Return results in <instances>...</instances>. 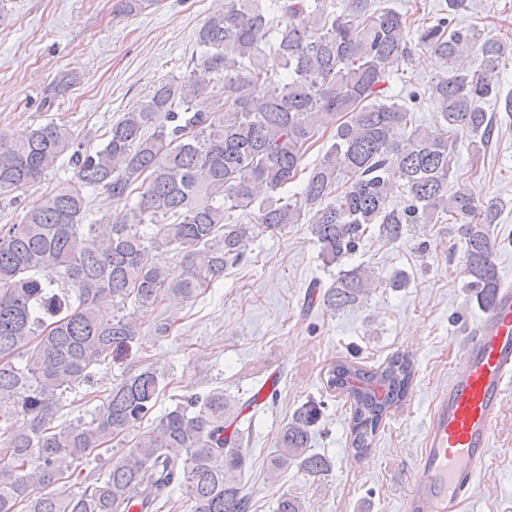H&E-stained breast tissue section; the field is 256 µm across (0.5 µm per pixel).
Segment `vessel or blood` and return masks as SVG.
<instances>
[{"instance_id": "1", "label": "vessel or blood", "mask_w": 512, "mask_h": 512, "mask_svg": "<svg viewBox=\"0 0 512 512\" xmlns=\"http://www.w3.org/2000/svg\"><path fill=\"white\" fill-rule=\"evenodd\" d=\"M512 386V284L463 338V359L436 397L405 512H463Z\"/></svg>"}]
</instances>
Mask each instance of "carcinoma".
I'll return each instance as SVG.
<instances>
[{"label": "carcinoma", "instance_id": "cac0c4a2", "mask_svg": "<svg viewBox=\"0 0 512 512\" xmlns=\"http://www.w3.org/2000/svg\"><path fill=\"white\" fill-rule=\"evenodd\" d=\"M153 0H120V15ZM452 67L428 89L439 120L412 124L417 95L386 96L381 86L413 48ZM481 57L471 72L463 60ZM277 60L278 68L268 64ZM509 60L500 40L440 16L411 30L408 17L375 0H224L196 33L192 74L158 83L112 123L105 141L76 134L54 119L17 140H0V194L41 181L58 161L74 180L28 206L20 222L0 225V512H153L184 490L188 512H247L234 472L246 464L242 434L228 431L224 392L194 394L159 419L156 430L77 492H44L95 449L138 428L159 396L157 370L128 372L91 414L54 425L68 384H88L94 368L138 336L127 304L146 312L164 296L189 301L246 261L252 238L280 232L310 215L327 266H340L322 295L343 310L374 287L370 268H342L376 230L388 242L418 224H456L464 240L466 287L489 308L502 286L491 227L503 205L484 203L458 178L456 146L488 145V100L512 113L498 74ZM65 73L44 91L50 108L76 82ZM335 127L333 143L313 165L308 151ZM306 175L301 192L280 191ZM456 187L448 191L450 179ZM139 185L135 203L132 186ZM98 189L124 207L110 224H88ZM400 188L404 206H390ZM235 211L253 216L244 224ZM183 253L178 276L151 264L147 252ZM112 308V317L101 311ZM28 350L25 365L15 363ZM415 364L396 352L376 368L339 359L326 386L351 406L350 444L369 449L382 422L407 398ZM322 403L308 401L281 430L274 473L292 462L321 475L330 461L310 452Z\"/></svg>", "mask_w": 512, "mask_h": 512}]
</instances>
